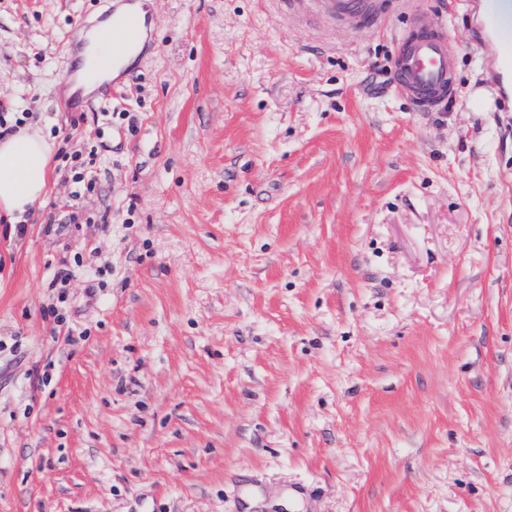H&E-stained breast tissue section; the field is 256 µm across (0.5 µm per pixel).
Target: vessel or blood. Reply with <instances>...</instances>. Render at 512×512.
Instances as JSON below:
<instances>
[{
	"instance_id": "obj_1",
	"label": "vessel or blood",
	"mask_w": 512,
	"mask_h": 512,
	"mask_svg": "<svg viewBox=\"0 0 512 512\" xmlns=\"http://www.w3.org/2000/svg\"><path fill=\"white\" fill-rule=\"evenodd\" d=\"M125 7L112 13L111 29L123 30L126 38L111 42L110 31L101 30V43L111 44L110 53L101 54L93 62L96 72L108 70L115 62L132 50L149 51L150 42L143 38L139 16L133 9L134 0H123ZM318 14L342 21L378 23L380 14L372 0H310ZM486 12L489 29L499 36L497 52L500 60L499 82L512 79V0H481ZM396 86L410 94L417 108L432 111L439 95L451 89L450 63L445 36L417 27L401 40L395 58Z\"/></svg>"
}]
</instances>
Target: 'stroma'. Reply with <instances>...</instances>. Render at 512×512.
Here are the masks:
<instances>
[{"instance_id":"1","label":"stroma","mask_w":512,"mask_h":512,"mask_svg":"<svg viewBox=\"0 0 512 512\" xmlns=\"http://www.w3.org/2000/svg\"><path fill=\"white\" fill-rule=\"evenodd\" d=\"M113 2L0 0V117L56 147L24 235L0 218V512H512V96L479 6L149 0L133 78L69 93ZM415 23L455 61L431 112L390 82ZM309 2L318 14L342 21H363L377 24L380 14L376 4L369 0H292V3Z\"/></svg>"}]
</instances>
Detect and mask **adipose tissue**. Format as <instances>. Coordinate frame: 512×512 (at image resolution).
Instances as JSON below:
<instances>
[{"label":"adipose tissue","mask_w":512,"mask_h":512,"mask_svg":"<svg viewBox=\"0 0 512 512\" xmlns=\"http://www.w3.org/2000/svg\"><path fill=\"white\" fill-rule=\"evenodd\" d=\"M52 145L41 130L23 127L0 139V212L24 221L45 195Z\"/></svg>","instance_id":"adipose-tissue-1"}]
</instances>
